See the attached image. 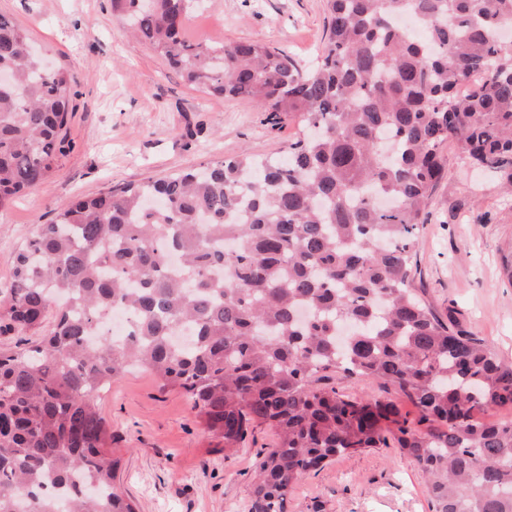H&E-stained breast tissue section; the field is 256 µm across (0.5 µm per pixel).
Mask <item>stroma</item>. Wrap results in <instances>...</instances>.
<instances>
[{"label":"stroma","instance_id":"35a3bbf8","mask_svg":"<svg viewBox=\"0 0 512 512\" xmlns=\"http://www.w3.org/2000/svg\"><path fill=\"white\" fill-rule=\"evenodd\" d=\"M45 62L76 78L69 148L58 168L0 209V299L37 225L76 196L161 178L237 155L285 158L299 119H267L248 100L214 97L184 82L147 43L123 36L112 0H0ZM326 0H204L190 39L259 41L313 68L327 37ZM445 175L421 227L414 285L439 314L512 363V196L498 175L443 149ZM98 406L120 457L117 483L139 512H248L256 453L268 428L230 453L177 391L136 369ZM288 512H431L418 467L394 445L337 458L296 483Z\"/></svg>","mask_w":512,"mask_h":512}]
</instances>
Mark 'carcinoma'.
Returning a JSON list of instances; mask_svg holds the SVG:
<instances>
[{"mask_svg":"<svg viewBox=\"0 0 512 512\" xmlns=\"http://www.w3.org/2000/svg\"><path fill=\"white\" fill-rule=\"evenodd\" d=\"M316 66L260 42L184 37L198 0H112L127 31L187 84L247 99L309 133L288 158L210 161L62 204L18 254L0 334L53 328L0 351V512H136L116 484L102 389L134 366L177 390L231 451L263 426L248 512L336 456L396 443L433 512H512V364L412 289L419 225L452 141L512 187V0H326ZM426 25L415 39L396 25ZM0 209L66 153L75 77L46 68L0 14ZM134 321L123 341L108 312ZM376 379L391 400L344 394ZM330 383L336 385V389L339 391L352 394L356 397L365 399H392L399 404L403 414H409L410 418L415 416V409L409 403L402 401L393 388L387 390L379 380L343 379L340 376H336V379L331 380Z\"/></svg>","mask_w":512,"mask_h":512,"instance_id":"1","label":"carcinoma"}]
</instances>
